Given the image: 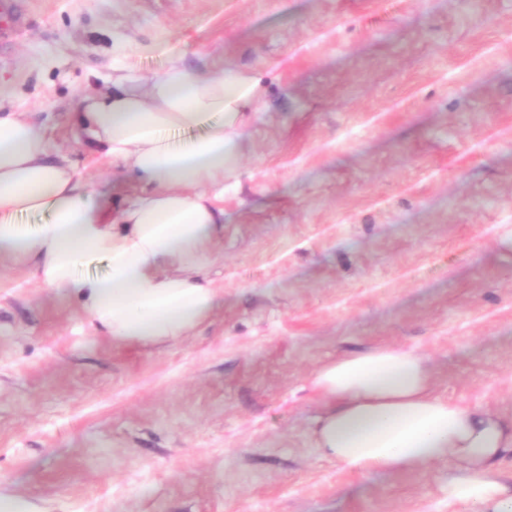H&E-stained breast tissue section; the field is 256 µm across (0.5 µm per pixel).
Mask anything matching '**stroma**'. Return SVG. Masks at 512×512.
Returning a JSON list of instances; mask_svg holds the SVG:
<instances>
[{"label": "stroma", "mask_w": 512, "mask_h": 512, "mask_svg": "<svg viewBox=\"0 0 512 512\" xmlns=\"http://www.w3.org/2000/svg\"><path fill=\"white\" fill-rule=\"evenodd\" d=\"M0 104L96 190L137 186L74 136L86 85L172 62L257 76L224 233V304L115 345L0 264V490L41 512H448L445 461L324 458L313 372L379 346L512 419V0H22Z\"/></svg>", "instance_id": "35a3bbf8"}]
</instances>
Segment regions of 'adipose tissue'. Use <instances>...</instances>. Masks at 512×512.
<instances>
[{
	"label": "adipose tissue",
	"instance_id": "adipose-tissue-1",
	"mask_svg": "<svg viewBox=\"0 0 512 512\" xmlns=\"http://www.w3.org/2000/svg\"><path fill=\"white\" fill-rule=\"evenodd\" d=\"M258 78L208 75L181 64L145 79L127 72L78 98L73 123L140 192L113 204L43 129L0 108V257L79 305L113 343L152 345L188 335L222 303L200 279L224 227V180L243 148ZM41 216L38 224L28 223ZM103 274L86 273L92 262ZM311 384L327 402L316 448L362 473H405L448 460L454 512H512L496 466L512 422L435 395L414 351L383 347L321 366Z\"/></svg>",
	"mask_w": 512,
	"mask_h": 512
}]
</instances>
